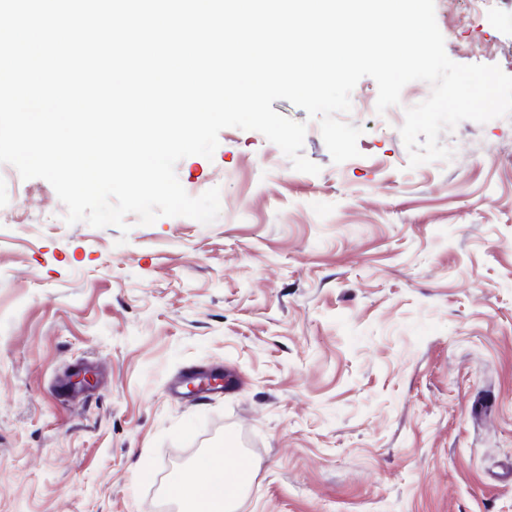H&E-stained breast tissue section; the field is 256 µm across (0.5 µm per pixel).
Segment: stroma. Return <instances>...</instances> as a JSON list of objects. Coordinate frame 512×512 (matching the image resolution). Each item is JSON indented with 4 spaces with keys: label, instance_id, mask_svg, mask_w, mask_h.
<instances>
[{
    "label": "stroma",
    "instance_id": "1",
    "mask_svg": "<svg viewBox=\"0 0 512 512\" xmlns=\"http://www.w3.org/2000/svg\"><path fill=\"white\" fill-rule=\"evenodd\" d=\"M435 17L451 60L512 75V0ZM430 93L380 114L362 78L340 164L274 101L316 175L222 130L176 166L219 188L208 225H69L0 164V512H162L228 437L254 459L237 512H512V117L412 169L399 128Z\"/></svg>",
    "mask_w": 512,
    "mask_h": 512
}]
</instances>
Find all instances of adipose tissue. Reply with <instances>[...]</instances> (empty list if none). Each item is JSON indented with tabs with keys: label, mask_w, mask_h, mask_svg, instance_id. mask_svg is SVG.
Here are the masks:
<instances>
[{
	"label": "adipose tissue",
	"mask_w": 512,
	"mask_h": 512,
	"mask_svg": "<svg viewBox=\"0 0 512 512\" xmlns=\"http://www.w3.org/2000/svg\"><path fill=\"white\" fill-rule=\"evenodd\" d=\"M236 469L234 456L209 454L197 464L194 477L181 480L173 487L180 512H204L209 503H216L222 512H235L238 493L227 490V480Z\"/></svg>",
	"instance_id": "adipose-tissue-1"
}]
</instances>
